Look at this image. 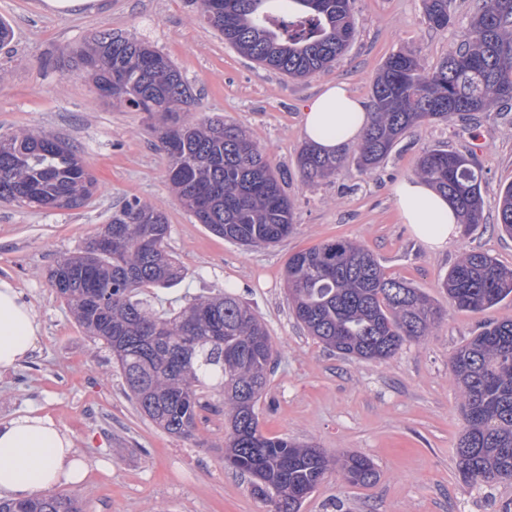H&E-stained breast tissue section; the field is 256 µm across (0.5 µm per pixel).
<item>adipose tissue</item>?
<instances>
[{
  "instance_id": "adipose-tissue-1",
  "label": "adipose tissue",
  "mask_w": 512,
  "mask_h": 512,
  "mask_svg": "<svg viewBox=\"0 0 512 512\" xmlns=\"http://www.w3.org/2000/svg\"><path fill=\"white\" fill-rule=\"evenodd\" d=\"M371 122L361 99L345 85H325L306 106L303 134L322 153L356 142ZM404 223L429 250L441 251L459 235V217L448 198L418 178L394 190ZM38 324L13 285L0 280V370L14 367L33 350ZM85 464L72 438L52 419L29 413L0 424V496L24 499L61 483L80 482Z\"/></svg>"
}]
</instances>
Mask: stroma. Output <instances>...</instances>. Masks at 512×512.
<instances>
[{
	"instance_id": "obj_1",
	"label": "stroma",
	"mask_w": 512,
	"mask_h": 512,
	"mask_svg": "<svg viewBox=\"0 0 512 512\" xmlns=\"http://www.w3.org/2000/svg\"><path fill=\"white\" fill-rule=\"evenodd\" d=\"M480 0H455L447 30L428 26L423 0H353L354 37L325 72L292 79L225 43L188 0H95L55 11L45 0H0L12 30L0 47V136L34 129L73 145L98 182L82 208L47 211L0 203V280L38 315L35 351L0 371V424L34 410L73 439L88 467L79 485H58L84 512H270L248 477L224 462L223 398L210 397L194 435L168 434L141 415L109 352L95 345L56 298L47 271L78 251L124 200L164 213L168 249L187 270L170 288L141 296L159 313L180 310L230 283L265 322L274 369L257 403L266 435L330 454L357 453L378 478L355 487L326 475L301 512H502L512 481L470 485L456 470L464 427L462 397L451 381L452 354L483 325L512 320V296L485 311L456 308L441 279L467 250L512 267V238L497 227V193L512 183V101L494 111L408 129L370 173L356 146L336 174L308 184L297 169L305 143L303 108L325 83L343 82L373 107V80L397 52L436 66L462 39ZM147 40L179 67L193 94L190 117H223L241 126L287 171L293 229L272 246H242L216 236L178 202L166 180L169 160L147 113L112 106L73 73L67 47L100 31ZM445 149L468 155L483 174V221L433 252L402 223L393 189L415 177L420 155ZM363 244L385 274L425 292L441 310L430 336L403 344L382 362L349 360L308 335L288 305L285 275L294 252L332 239Z\"/></svg>"
}]
</instances>
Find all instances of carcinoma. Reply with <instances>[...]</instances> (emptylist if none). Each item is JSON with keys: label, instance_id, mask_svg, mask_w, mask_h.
<instances>
[{"label": "carcinoma", "instance_id": "carcinoma-1", "mask_svg": "<svg viewBox=\"0 0 512 512\" xmlns=\"http://www.w3.org/2000/svg\"><path fill=\"white\" fill-rule=\"evenodd\" d=\"M453 0H424L425 20L445 30ZM224 41L256 63L291 78L328 69L349 45L351 0H189ZM98 94L116 88L112 104L160 115L153 128L169 159L173 193L215 235L244 246L273 245L292 231L287 173L239 126L219 117H182L190 90L174 62L150 42L110 30L71 52ZM372 97L376 112L360 143L357 166H379L404 132L419 123L487 112L512 101V0H482L461 44L428 69L408 54L390 55ZM305 144L297 164L306 183L331 177L344 163ZM67 143L33 130L0 136V202L17 207L78 209L97 182ZM417 173L456 207L464 232L483 220V176L462 154L426 150ZM499 230L512 236V183L498 196ZM166 216L137 198L112 212L84 249L58 261L48 278L86 333L112 352L141 414L175 436L197 429L210 407L207 391L224 397L225 463L252 479L272 512H300L324 475L338 466L353 486L377 480L373 463L347 453L267 436L257 402L274 359L265 324L231 286L164 317L137 298L147 287H171L186 270L168 251ZM288 295L296 320L325 347L358 361L393 357L408 340L430 335L440 310L409 283L384 274L360 244L336 239L293 253ZM448 301L470 312L512 295V269L484 253H464L442 279ZM460 389L464 428L456 468L466 483L512 480V321L489 323L449 361ZM0 512H83L78 500L45 491L0 499Z\"/></svg>", "mask_w": 512, "mask_h": 512}]
</instances>
